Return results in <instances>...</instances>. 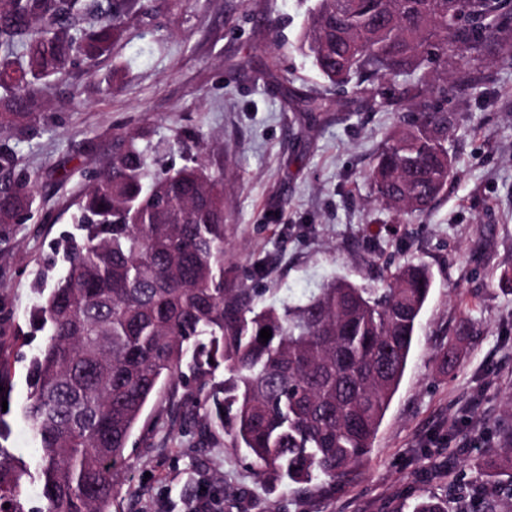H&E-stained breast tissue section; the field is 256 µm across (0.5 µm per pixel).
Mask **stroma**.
<instances>
[{
    "label": "stroma",
    "mask_w": 512,
    "mask_h": 512,
    "mask_svg": "<svg viewBox=\"0 0 512 512\" xmlns=\"http://www.w3.org/2000/svg\"><path fill=\"white\" fill-rule=\"evenodd\" d=\"M313 3L150 0L109 60L53 81L36 123L0 126L35 195L29 220L0 232V448L13 457L37 455L22 415L46 340L29 323L37 280L65 273L81 191L120 133L139 132L164 166L198 156L223 172L224 266L265 303L306 299L337 277L375 288L407 263L433 274L400 387L345 482L303 491L260 476L229 436L210 438L189 415L198 382L187 368L145 408L112 512H403L424 497L470 512L476 463L512 440V292L498 285L512 269V68L427 64L448 76L454 176L407 223L367 178L402 115L328 88L298 48ZM322 94L330 111L303 112L304 97ZM451 342L457 358L441 365Z\"/></svg>",
    "instance_id": "stroma-1"
}]
</instances>
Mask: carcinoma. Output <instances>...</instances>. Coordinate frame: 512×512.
Returning <instances> with one entry per match:
<instances>
[{"instance_id":"carcinoma-1","label":"carcinoma","mask_w":512,"mask_h":512,"mask_svg":"<svg viewBox=\"0 0 512 512\" xmlns=\"http://www.w3.org/2000/svg\"><path fill=\"white\" fill-rule=\"evenodd\" d=\"M133 14H149V0H0V124L36 121L49 83L111 55ZM511 19L512 0H316L300 47L321 76L374 104L414 107L370 170L381 205L409 219L453 175L448 77L427 82L424 62L511 68ZM388 78L402 79L391 97L380 88ZM137 139L120 136L108 169L89 181L83 238L68 242L66 274L31 315L47 333L24 410L39 456L30 466L0 455V512H28L32 478L45 512H111L128 442L185 363L210 436L227 433L262 472L305 489L345 478L404 376L428 268L403 266L384 288L336 278L304 302L264 305L224 270L223 176L202 160L163 168ZM15 166L0 147V228L26 219L34 202ZM221 365L229 378L208 386ZM506 470L512 444L479 468ZM411 512L448 504L422 498Z\"/></svg>"}]
</instances>
